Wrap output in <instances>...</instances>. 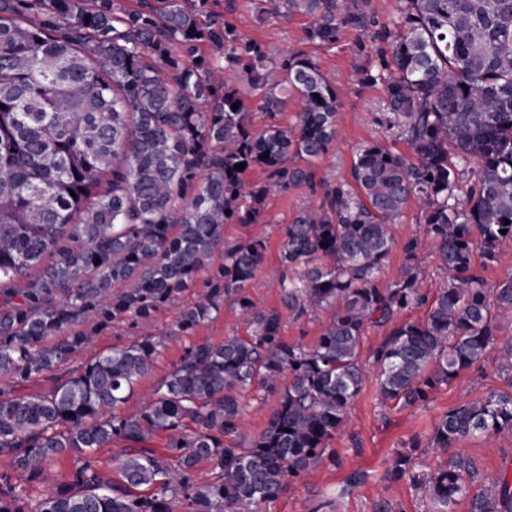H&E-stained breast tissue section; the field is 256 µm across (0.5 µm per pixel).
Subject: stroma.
Returning <instances> with one entry per match:
<instances>
[{
	"label": "stroma",
	"mask_w": 512,
	"mask_h": 512,
	"mask_svg": "<svg viewBox=\"0 0 512 512\" xmlns=\"http://www.w3.org/2000/svg\"><path fill=\"white\" fill-rule=\"evenodd\" d=\"M208 7L214 15L231 21L241 32L261 42L271 58H278L280 51L288 47L303 51L316 60L336 87L340 96L339 134L326 157L315 164L316 181L348 178L353 148L363 141L377 140L393 152H407L408 146L399 136L395 120L386 107L383 84L358 87L351 83L355 66L365 53L375 48L367 34L347 28L336 44L323 47L309 40L311 21L304 14L269 13L260 22L256 19L255 0H209ZM311 197L312 191L305 185L285 193L271 192L266 199V223L224 227V240L228 243L254 237L266 240L264 268L248 293L263 308L280 313L281 334L286 342L307 346L316 341L328 315L322 312L295 318L283 304L281 290L271 274L281 267L282 226ZM392 233L394 242L381 267V282H391L400 276L408 260L406 246L416 239L420 245L415 262L424 272L421 289L433 293L441 281L438 256L423 241V225L416 205L407 206ZM249 334L235 298H225L220 312L211 321L195 327L181 341L161 348L152 371L138 384V396L122 405V412L127 415L138 412L140 394L152 391L162 382L179 362L185 347L201 343L218 345L228 337L245 338ZM140 338V329L131 320L113 324L98 334L92 349L74 355L64 368L72 370L93 355L132 344ZM511 342L512 322L501 323L485 360L435 391L424 404L382 407L376 378L368 376L350 406L348 427L330 440L317 464L290 479L276 499L261 505L260 512H377L378 505L384 502L389 503L392 512H436L433 503L415 490L410 479L387 480L392 456L402 444L413 441L419 445V468L429 470L444 462V455L429 445L436 422L462 403L484 398L491 392L512 391V380L497 367L499 351ZM454 452L474 460L483 479L492 480L504 473L512 475V436L490 441L473 436L458 443Z\"/></svg>",
	"instance_id": "1"
}]
</instances>
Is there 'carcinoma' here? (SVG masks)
<instances>
[{"label": "carcinoma", "instance_id": "cac0c4a2", "mask_svg": "<svg viewBox=\"0 0 512 512\" xmlns=\"http://www.w3.org/2000/svg\"><path fill=\"white\" fill-rule=\"evenodd\" d=\"M272 11L309 16L323 46L374 28L356 82L385 85L410 153L359 143L350 179L316 187L314 164L337 137L336 89L302 52L272 62L208 0H0V512H258L347 425L366 365L384 403L424 404L486 358L512 317V279L489 289L472 263L477 248L489 263L512 248V0H397L381 24L357 0H258L257 18ZM201 45L215 54H196ZM243 80L269 117L294 99V124L254 129ZM255 167L266 181L249 184ZM300 185L319 197L281 229V266L294 275L279 287L297 317L331 309L310 346L285 342L279 313L245 294L265 241L224 243V225L267 223L271 190ZM412 200L448 272L432 298L416 240L400 277L378 279ZM220 253L170 336L212 320L230 295L251 336L187 347L138 413H120L165 346L148 332L154 313ZM425 305L426 320H397ZM127 318L147 330L140 341L53 375ZM370 325L388 333L365 364ZM41 376L49 392L19 391ZM276 390L266 428L247 435L242 394ZM160 432L165 456L145 447ZM509 433L512 393H490L443 415L430 444L444 453ZM115 441L116 479L94 460ZM416 451H396L387 479L410 476L438 512L467 496L471 512H512L508 475L473 493L472 460L418 471ZM64 457L69 477L31 500L27 488ZM202 461L215 476L198 485ZM143 486L152 492L135 493Z\"/></svg>", "mask_w": 512, "mask_h": 512}]
</instances>
